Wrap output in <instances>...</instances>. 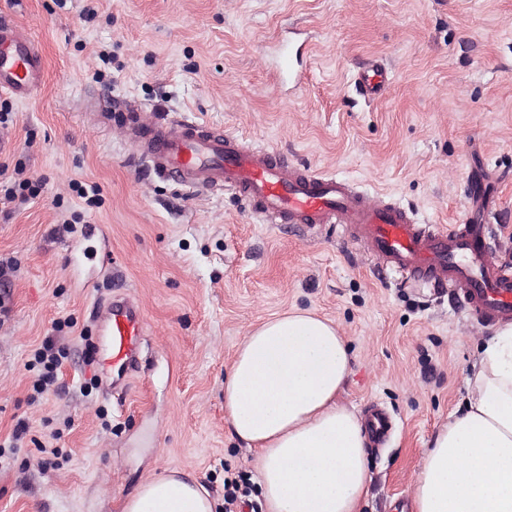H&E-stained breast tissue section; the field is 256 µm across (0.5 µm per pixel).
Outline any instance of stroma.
<instances>
[{
	"label": "stroma",
	"mask_w": 512,
	"mask_h": 512,
	"mask_svg": "<svg viewBox=\"0 0 512 512\" xmlns=\"http://www.w3.org/2000/svg\"><path fill=\"white\" fill-rule=\"evenodd\" d=\"M44 63L37 94L9 103L0 164H23L40 195L0 213V512H121L150 475L177 469L216 501L254 475L224 415V376L245 334L295 308L337 322L353 353L341 404L393 422L369 446L362 512L410 501L418 463L454 413L481 341L461 303L388 273L351 230L309 238L260 222L233 192L149 175L122 141L117 100L183 112L247 143L357 183L448 228L483 179L498 207L490 255L512 265V0H0ZM304 43V81L282 82L276 50ZM111 54L102 62L101 54ZM391 69L383 97L354 87L361 62ZM111 111L107 126L94 110ZM101 189L87 206L77 185ZM132 293L148 335L123 394L88 364L98 307ZM67 356L43 395L31 354ZM29 432L11 446L15 425Z\"/></svg>",
	"instance_id": "1"
}]
</instances>
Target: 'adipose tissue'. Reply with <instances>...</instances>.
<instances>
[{
  "label": "adipose tissue",
  "mask_w": 512,
  "mask_h": 512,
  "mask_svg": "<svg viewBox=\"0 0 512 512\" xmlns=\"http://www.w3.org/2000/svg\"><path fill=\"white\" fill-rule=\"evenodd\" d=\"M351 353L333 320L297 309L243 337L224 378V412L256 453L267 512H360L369 492L368 437L338 401ZM464 408L423 454L416 512H512V324L482 344ZM123 512H215L193 476L147 478Z\"/></svg>",
  "instance_id": "adipose-tissue-1"
}]
</instances>
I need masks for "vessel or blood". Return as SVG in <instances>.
Returning a JSON list of instances; mask_svg holds the SVG:
<instances>
[{"label":"vessel or blood","mask_w":512,"mask_h":512,"mask_svg":"<svg viewBox=\"0 0 512 512\" xmlns=\"http://www.w3.org/2000/svg\"><path fill=\"white\" fill-rule=\"evenodd\" d=\"M44 76L34 43L8 22L0 23V92L30 99ZM390 71L381 61L359 67L357 92L382 97ZM140 157L158 177L201 192L229 190L265 224H293L302 234L326 225L353 227L367 253L382 267L461 297L469 315L487 323L512 321V270L489 258V222L495 201L473 186V221L443 230L418 223L397 205L371 204L348 181L284 155L247 144L223 129L188 116L156 119L149 130L128 127ZM106 336L103 368L125 379L133 371L148 323L139 303L118 295L101 312Z\"/></svg>","instance_id":"vessel-or-blood-1"}]
</instances>
